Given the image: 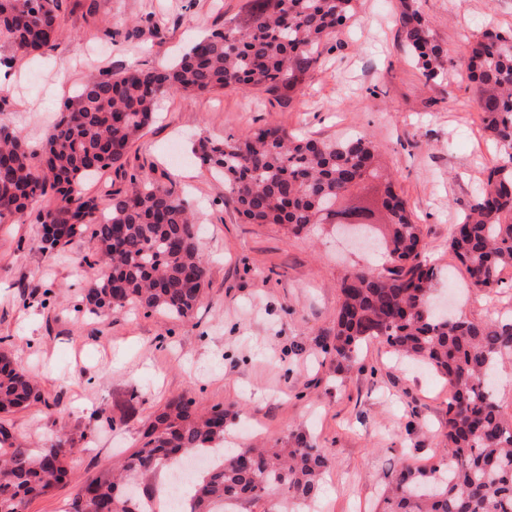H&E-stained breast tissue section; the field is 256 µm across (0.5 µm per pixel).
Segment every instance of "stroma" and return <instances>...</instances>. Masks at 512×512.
Returning <instances> with one entry per match:
<instances>
[{"mask_svg": "<svg viewBox=\"0 0 512 512\" xmlns=\"http://www.w3.org/2000/svg\"><path fill=\"white\" fill-rule=\"evenodd\" d=\"M56 49L20 55L0 38L13 82L0 95V124L41 151L64 101L88 74L162 67L195 39L239 13L244 0H60ZM453 66L425 84L404 44L399 0H356V9L292 100L227 88L164 97L133 145L124 171L85 183L108 201L146 172L172 185L195 211L205 294L192 316L175 319L135 306L102 317L82 296L97 249L84 234L54 254L39 247L34 217L0 220V338L39 383L44 400L0 413L13 444L46 448L71 439L69 481L25 512H63L77 485L139 445L142 425L184 396L236 411L238 444L323 449L329 466L312 501L294 512H369L401 463L428 466L443 450L448 388L434 371L364 345L356 363L327 354L336 331L338 285L361 251L331 225L293 234L246 223L224 181L192 152L198 139L276 124L302 137H370L423 232L429 263L468 276L448 249L494 163L480 123L467 62L492 25L512 30V0H417ZM494 292L467 287L460 309L482 321L512 315V269ZM112 416L114 427L102 425Z\"/></svg>", "mask_w": 512, "mask_h": 512, "instance_id": "1", "label": "stroma"}]
</instances>
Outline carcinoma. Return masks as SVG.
<instances>
[{"instance_id": "cac0c4a2", "label": "carcinoma", "mask_w": 512, "mask_h": 512, "mask_svg": "<svg viewBox=\"0 0 512 512\" xmlns=\"http://www.w3.org/2000/svg\"><path fill=\"white\" fill-rule=\"evenodd\" d=\"M355 0H247L243 13L193 43L173 64L90 75L63 109L42 150L34 152L0 125V220L22 216L39 198L55 201L36 222L69 228L66 243L96 225L99 276L83 295L94 316L127 305L175 318L190 316L206 280L195 216L176 192L148 173L103 207L83 190L85 179L122 171L134 143L154 119L164 96L224 88L262 90L290 99L333 41ZM399 31L425 83L447 76L451 60L434 38L415 0H400ZM23 55L52 50L62 35L59 0H0V34ZM471 83L484 130L499 159L468 212L454 225L448 246L472 286L491 290L512 268V34L482 32L471 46ZM194 153L224 178L237 212L251 224H280L294 234L318 224H362L381 230L389 266L356 267L339 283L336 332L327 353L353 362L363 345L378 339L393 353L420 361L448 384L447 448L428 467L401 466L376 512H512V416L504 414L492 377L512 354V319L473 321L431 309L443 270L423 255L422 231L407 201L385 174L376 146L364 136L343 141L299 137L280 125H264L221 140H200ZM37 381L0 350V412L42 403ZM227 414L193 398L167 401L148 418L143 443L121 463L76 488L66 512H140V497H124L123 485H144L157 463L177 467L197 448L224 447ZM73 448L60 439L50 448L8 446L0 453V512H25L70 478ZM328 466L319 449L232 448L224 465L198 483L190 508L215 512L219 502L247 508L271 503L289 512L291 501L318 493Z\"/></svg>"}]
</instances>
